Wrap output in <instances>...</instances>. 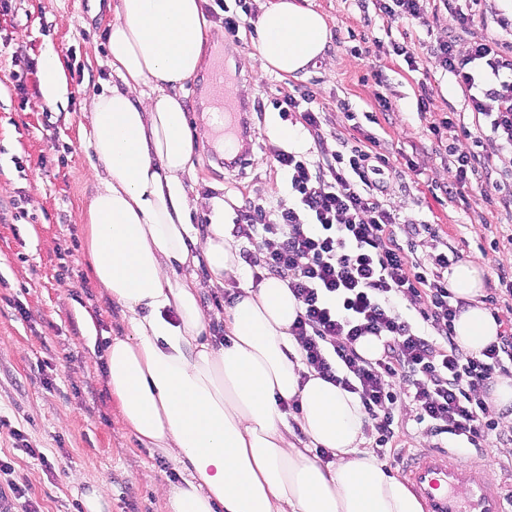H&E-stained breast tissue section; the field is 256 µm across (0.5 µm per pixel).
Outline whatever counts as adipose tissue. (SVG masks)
Masks as SVG:
<instances>
[{"instance_id": "1", "label": "adipose tissue", "mask_w": 512, "mask_h": 512, "mask_svg": "<svg viewBox=\"0 0 512 512\" xmlns=\"http://www.w3.org/2000/svg\"><path fill=\"white\" fill-rule=\"evenodd\" d=\"M204 0H119L106 65L119 79L85 102L97 188L84 212L91 277L128 319L130 333L106 351L107 387L136 439L172 458L183 484L156 489L170 512H423L419 498L366 449L357 394L308 371L289 334L300 305L285 281L253 282L242 265L224 202L190 196L194 134L179 94L213 59ZM255 50L243 65L285 76L324 52V15L298 0H264ZM59 59L39 66L38 109L64 105ZM209 209L197 230L192 212ZM205 265L210 285H242L227 316L225 343L204 339L199 282L180 275ZM466 306L455 322L460 346L478 351L500 325L479 301L483 273L452 268ZM299 400L289 422L284 404ZM306 447H297L296 433ZM313 448L332 455L323 463Z\"/></svg>"}]
</instances>
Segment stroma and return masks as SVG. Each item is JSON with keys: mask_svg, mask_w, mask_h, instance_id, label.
Segmentation results:
<instances>
[{"mask_svg": "<svg viewBox=\"0 0 512 512\" xmlns=\"http://www.w3.org/2000/svg\"><path fill=\"white\" fill-rule=\"evenodd\" d=\"M301 2L326 17L330 37L324 59L285 77L244 68L241 59L253 49L254 30L228 37L223 11L215 0H205L213 48L247 94L255 142L245 164L228 169L213 148L215 133L198 128L195 170L184 177L188 192L222 198L228 224L246 202L276 205L288 185L268 136L281 120L275 102L298 88L314 92V107L328 118L324 140L306 150L315 158L338 149V137H353L344 107L378 114L383 95L392 113L364 129L391 154L411 156L419 169L387 172L379 200L403 219L441 225L463 261L483 269L485 287H498V269L512 268V213L485 203L477 184L464 195H446L442 156L417 114L421 86L432 91L433 116L453 113L456 126L475 137L488 135L489 128L451 74L425 58L418 70H409L389 51L407 34L420 50L431 36H447L446 11L428 30L362 10L358 0ZM117 3L13 0L10 12L0 14V459L13 466L10 474L0 473V486L12 481L25 487L40 512H88L95 496L99 512H169L155 489L183 478L172 459L126 429L110 397L104 350L109 338L126 336L128 327L86 265L83 214L96 183L82 105L116 81L104 61ZM46 52L60 58L69 95L66 106L41 111L32 100ZM378 71L387 76L386 86L376 84ZM22 80L28 85L24 96L16 90ZM485 248L491 260L483 259ZM88 319L96 328L92 338L84 328ZM30 448L44 452L49 467L30 459Z\"/></svg>", "mask_w": 512, "mask_h": 512, "instance_id": "35a3bbf8", "label": "stroma"}]
</instances>
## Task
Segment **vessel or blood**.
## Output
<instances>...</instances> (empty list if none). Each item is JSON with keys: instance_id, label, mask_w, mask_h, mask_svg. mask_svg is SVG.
<instances>
[{"instance_id": "obj_1", "label": "vessel or blood", "mask_w": 512, "mask_h": 512, "mask_svg": "<svg viewBox=\"0 0 512 512\" xmlns=\"http://www.w3.org/2000/svg\"><path fill=\"white\" fill-rule=\"evenodd\" d=\"M209 83L219 135L235 128L236 94L229 88L223 61H216ZM414 492L427 512H507L505 495L484 464L463 460L456 451L435 448L414 455L403 466Z\"/></svg>"}]
</instances>
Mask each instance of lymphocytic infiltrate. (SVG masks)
<instances>
[{
    "instance_id": "1",
    "label": "lymphocytic infiltrate",
    "mask_w": 512,
    "mask_h": 512,
    "mask_svg": "<svg viewBox=\"0 0 512 512\" xmlns=\"http://www.w3.org/2000/svg\"><path fill=\"white\" fill-rule=\"evenodd\" d=\"M441 2L448 36L428 55L485 117L493 144L489 152L446 145L444 190L456 195L473 178L492 175L494 152H512V49L473 37L486 21L485 0ZM274 159L288 175L287 200L238 209L237 232L270 242L262 268L286 281L301 304L290 333L307 368L358 394L380 450L392 443L395 413L407 402L427 436L452 435L476 448L512 442V428L502 426L503 414L487 396L495 377L512 367V328L477 352L456 342L454 321L465 302L449 288L448 269L460 256L442 251L422 262L417 240L439 238L438 225L400 219L377 199V177L393 167L380 140L368 136L365 146L318 162L281 150ZM403 303L417 322L403 316ZM367 335L383 340L373 360L355 347Z\"/></svg>"
}]
</instances>
